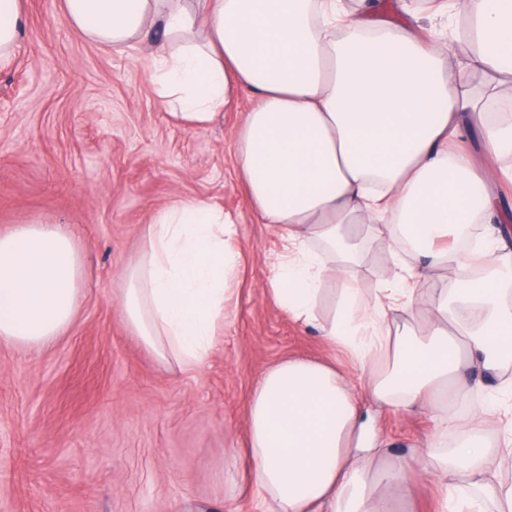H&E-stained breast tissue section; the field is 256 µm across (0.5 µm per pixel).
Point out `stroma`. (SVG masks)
<instances>
[{
    "label": "stroma",
    "mask_w": 512,
    "mask_h": 512,
    "mask_svg": "<svg viewBox=\"0 0 512 512\" xmlns=\"http://www.w3.org/2000/svg\"><path fill=\"white\" fill-rule=\"evenodd\" d=\"M390 25L440 33L457 60L459 22L422 16L424 0H381ZM63 0H24L14 59L0 63V233L15 225L66 226L86 268L70 327L50 345H0V512H255L240 486L247 408L260 375L286 357L354 364L318 331L294 321L270 293L276 231L251 210L231 136L252 101L235 94L210 125L174 123L162 107L150 46L112 49L77 35ZM184 200L223 208L241 255L226 324L201 367L160 360L122 319L119 274L135 263L154 214ZM394 256L364 251L355 266L364 294ZM512 379V361L483 388L452 403L448 441L479 427L497 441L512 410L476 420L482 400ZM369 434L406 456L425 447L429 414L367 406Z\"/></svg>",
    "instance_id": "obj_1"
}]
</instances>
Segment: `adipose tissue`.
<instances>
[{"label":"adipose tissue","instance_id":"obj_1","mask_svg":"<svg viewBox=\"0 0 512 512\" xmlns=\"http://www.w3.org/2000/svg\"><path fill=\"white\" fill-rule=\"evenodd\" d=\"M82 37L131 47L155 36L159 97L178 124L203 129L244 88L256 99L232 134L252 209L273 225L283 252L269 290L298 323L313 320L321 284L343 286L325 341L343 349L364 384L325 361L287 358L270 366L248 403V487L265 512H391L369 480H439L452 512H512V483L497 462L512 426L492 445L479 429L448 448L438 437L455 418L448 390L479 389L483 374L512 358V257L493 240L512 222L500 170L477 166L464 140L473 125L496 155L512 154V121L494 102L512 78V0H452L469 22L472 85L413 28L392 30L375 12L350 16L336 0H64ZM22 0H0V61L19 47ZM373 241H407L414 262L380 274L368 297L355 286L359 250L348 225ZM490 225L475 252L491 273L424 309L432 271L468 258L450 244ZM223 209L186 201L157 212L140 261L121 275L124 321L156 354L196 368L228 316L240 254ZM85 271L60 224H19L0 235V343L41 348L71 325ZM408 322H398L396 312ZM430 412L437 437L390 465L361 440L364 403Z\"/></svg>","mask_w":512,"mask_h":512}]
</instances>
